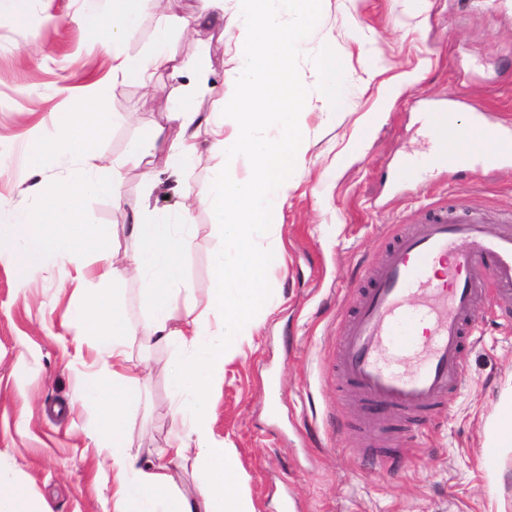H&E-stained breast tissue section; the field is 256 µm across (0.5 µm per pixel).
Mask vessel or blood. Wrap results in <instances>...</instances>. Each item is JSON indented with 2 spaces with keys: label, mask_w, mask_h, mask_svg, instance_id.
Here are the masks:
<instances>
[{
  "label": "vessel or blood",
  "mask_w": 512,
  "mask_h": 512,
  "mask_svg": "<svg viewBox=\"0 0 512 512\" xmlns=\"http://www.w3.org/2000/svg\"><path fill=\"white\" fill-rule=\"evenodd\" d=\"M433 133H446L438 151L456 168L479 159L491 169L512 161V133L472 113L465 128L451 127L447 113L428 116ZM485 268L495 285V301L512 307V230L487 235L480 215L461 219L439 206L414 224H401L368 288L354 300L336 342V375L369 412L372 428L387 429L398 415L413 418L410 435L446 411L462 384L466 358L477 341L483 288L472 271ZM419 300L408 303L410 295ZM428 335L416 336L418 325ZM424 350L420 370L408 374L398 363Z\"/></svg>",
  "instance_id": "1"
}]
</instances>
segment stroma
Returning a JSON list of instances; mask_svg holds the SVG:
<instances>
[{"label":"stroma","instance_id":"35a3bbf8","mask_svg":"<svg viewBox=\"0 0 512 512\" xmlns=\"http://www.w3.org/2000/svg\"><path fill=\"white\" fill-rule=\"evenodd\" d=\"M96 0H29L27 17L0 15V209L38 207L28 194L22 157L34 133L46 134L81 112L84 89L114 117L100 149L121 174L122 192L147 210H180L219 170L202 153L181 178L150 179L127 147L142 132L165 127L157 97L112 69V54L92 46L78 17ZM221 0L200 16L198 0L174 12L145 15L123 45L145 55L156 30L170 26L175 67L152 85L177 99L190 64L210 70L203 111H220L236 91L241 35ZM331 50L346 66L340 106L318 95L317 60ZM304 93L308 150L290 172L288 197L263 246L279 249L268 273L270 313L224 363V383L211 397L214 437L235 448L256 512H512V447L485 461L501 408L512 403V310L483 303V334L469 354L449 415L428 425L411 447L402 420L385 434L354 416L337 389L336 338L355 293L367 287L391 229L450 204L479 208L498 233L512 217V163L488 171L429 165L435 140L427 112L467 118L484 112L512 130V0H320L303 51L289 61ZM161 95V96H162ZM419 163L415 181L399 180L404 160ZM112 232L118 255L130 253L127 213L111 201L89 203ZM193 236L183 265L198 302H205L211 258L223 240L207 210L192 212ZM72 265L28 273L0 254V473L25 495L26 512H109L110 472L96 434L99 411L78 398L94 352L77 344L78 300ZM130 366L141 372L140 401L128 444L140 459L169 447L176 426L168 369L170 346L132 339ZM408 449V464L387 468L372 456Z\"/></svg>","mask_w":512,"mask_h":512}]
</instances>
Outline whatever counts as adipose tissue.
<instances>
[{"mask_svg":"<svg viewBox=\"0 0 512 512\" xmlns=\"http://www.w3.org/2000/svg\"><path fill=\"white\" fill-rule=\"evenodd\" d=\"M172 0H101L99 8L79 22L96 43L111 47L116 71L142 83L148 71L171 68L165 36H158L149 58L133 57L121 46L146 11L166 10ZM236 21L247 45L240 59L233 108L205 112L200 108L201 82L208 73L205 58L194 61L197 85L177 106L169 108L179 124V137L159 148L162 129L131 143L129 152L148 160L154 174L177 175L190 168L201 150L221 158L223 166L193 199L205 208L221 232L224 245L211 262V286L205 303H197L182 258L193 232L190 209L175 216L148 213L121 193L119 173L100 151L112 119L86 111L59 124L53 133L36 138L26 152L30 190L38 209L16 207L1 222L7 226L12 254L31 273L63 263L85 277L89 259L98 268L94 287L81 291L71 316L91 343L98 373L79 387L83 400L100 411L99 432L107 441L112 474L111 512H256L239 466L236 449L214 438L210 397L224 381V361L251 335L269 309L267 272L283 262L280 250L259 240L288 194V167L307 151L301 124V87L287 64L300 51L314 27L319 0H236ZM287 104H279L280 93ZM206 127L207 143L198 129ZM251 174L235 178L239 163ZM111 199L131 222L136 249L127 262L141 272L148 319L144 345L176 347L169 387L179 399L183 433L170 452L175 459L194 453L199 465L196 493L177 490L167 467L140 460L127 445L131 408L138 398L139 375L128 373L126 346L135 331L117 307L110 290L120 271L112 258V233L88 208L91 198ZM194 309L183 320L179 306Z\"/></svg>","mask_w":512,"mask_h":512,"instance_id":"ef3b65f1","label":"adipose tissue"}]
</instances>
